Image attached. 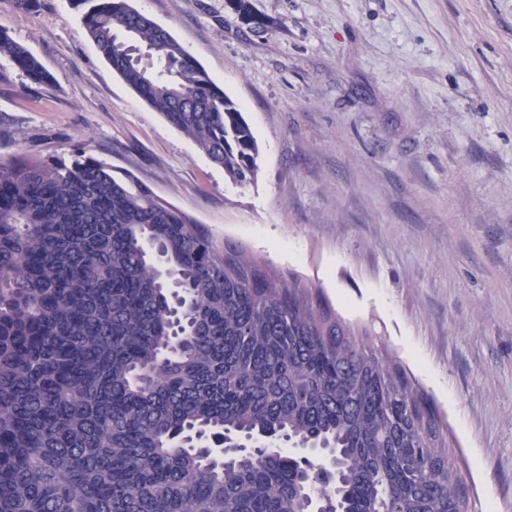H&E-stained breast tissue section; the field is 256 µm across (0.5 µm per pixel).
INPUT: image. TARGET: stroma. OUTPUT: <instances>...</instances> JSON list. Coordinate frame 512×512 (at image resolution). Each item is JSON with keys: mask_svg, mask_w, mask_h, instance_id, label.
<instances>
[{"mask_svg": "<svg viewBox=\"0 0 512 512\" xmlns=\"http://www.w3.org/2000/svg\"><path fill=\"white\" fill-rule=\"evenodd\" d=\"M243 107L238 184L144 104L70 0H0V159L90 150L321 289L448 425L468 512H512V0H129ZM0 51L7 52L12 62L31 80L44 83L50 78L38 59L23 45L15 42L7 31L0 29Z\"/></svg>", "mask_w": 512, "mask_h": 512, "instance_id": "stroma-1", "label": "stroma"}]
</instances>
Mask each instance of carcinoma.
<instances>
[{"mask_svg":"<svg viewBox=\"0 0 512 512\" xmlns=\"http://www.w3.org/2000/svg\"><path fill=\"white\" fill-rule=\"evenodd\" d=\"M71 2L142 102L255 178L239 104L169 30L127 0ZM0 51L49 80L3 29ZM370 336L85 149L0 161V512H460L447 426ZM239 439L254 449L227 462L202 450Z\"/></svg>","mask_w":512,"mask_h":512,"instance_id":"cac0c4a2","label":"carcinoma"}]
</instances>
